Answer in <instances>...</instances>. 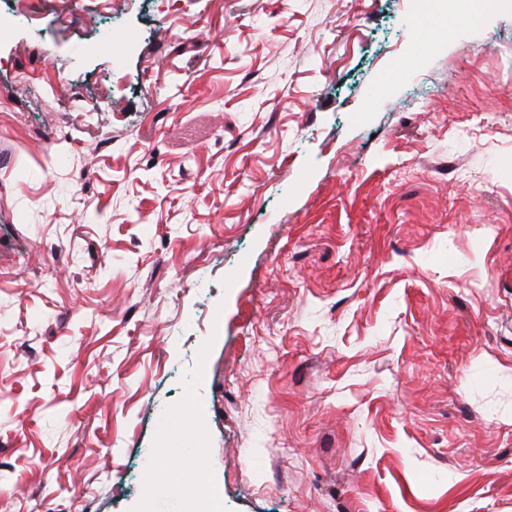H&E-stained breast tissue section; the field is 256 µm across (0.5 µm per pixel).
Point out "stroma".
<instances>
[{
  "label": "stroma",
  "mask_w": 512,
  "mask_h": 512,
  "mask_svg": "<svg viewBox=\"0 0 512 512\" xmlns=\"http://www.w3.org/2000/svg\"><path fill=\"white\" fill-rule=\"evenodd\" d=\"M1 26L0 512H512V0Z\"/></svg>",
  "instance_id": "35a3bbf8"
}]
</instances>
